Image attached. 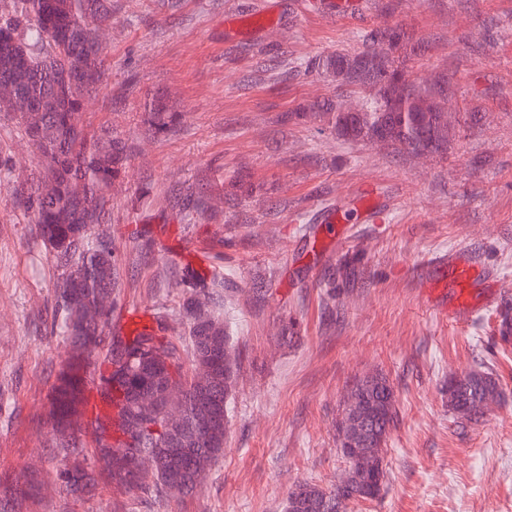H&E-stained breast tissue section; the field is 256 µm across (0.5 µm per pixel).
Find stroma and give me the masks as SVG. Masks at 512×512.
Wrapping results in <instances>:
<instances>
[{
	"label": "stroma",
	"instance_id": "obj_1",
	"mask_svg": "<svg viewBox=\"0 0 512 512\" xmlns=\"http://www.w3.org/2000/svg\"><path fill=\"white\" fill-rule=\"evenodd\" d=\"M237 14V34L224 18ZM400 33L410 82L442 91L455 133L417 155L353 142L320 113L359 86L318 60L356 54L382 28ZM107 86L82 114L129 147L100 233L117 259L118 308L163 318L179 336L192 253L224 281L217 312L240 353L224 454L197 492L156 498L102 485L77 500L45 490L20 512H283L308 481L330 488L347 463L336 421L348 389L383 373L397 421L386 484L347 512H512V341L490 320L441 322L420 262L448 249L498 280L512 317V0H112L103 32ZM176 112L164 134L152 100ZM38 157L0 112V480L55 466L44 446L57 273L13 203ZM377 192L378 221L340 237L320 214ZM489 370L502 395L475 423L455 422L448 379Z\"/></svg>",
	"mask_w": 512,
	"mask_h": 512
}]
</instances>
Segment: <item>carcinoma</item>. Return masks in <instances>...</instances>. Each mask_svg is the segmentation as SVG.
Segmentation results:
<instances>
[{
  "label": "carcinoma",
  "mask_w": 512,
  "mask_h": 512,
  "mask_svg": "<svg viewBox=\"0 0 512 512\" xmlns=\"http://www.w3.org/2000/svg\"><path fill=\"white\" fill-rule=\"evenodd\" d=\"M112 19L111 0H14L0 13V77L14 75L20 86L17 124L39 155L31 188L17 186L13 202L32 216L38 235L60 271L55 307L68 344L79 353L62 361L51 385L46 447L59 458L52 484L61 493L82 499L105 479L127 491L184 497L198 488V478L224 454L228 425L226 406L234 389L237 355L224 321L215 315L214 292L194 289L182 303L187 329L173 342L154 330H134L127 341L107 340L114 304L116 258L107 239L92 235V225L109 216V192L128 161L125 143L108 129L90 131L82 122L85 99L108 81L104 48L95 31ZM321 67L347 84L369 85L367 111L336 109L325 116L336 132L352 141L371 140L380 130L387 141L414 153L439 152L451 132L448 112L436 95L409 83L389 81L402 73L396 59L368 50L349 58L330 56ZM149 121L156 133L166 132L173 113L158 100L150 104ZM52 184L49 196L33 187ZM151 344L173 358L170 365L146 357ZM102 357L95 381L104 411L90 422L92 446L82 439L80 418L85 407L84 384L92 359ZM180 389L183 399L166 405L167 387ZM157 396L153 413L138 406L141 393ZM350 394L376 407L371 438L386 439L395 425V395L388 379L357 380ZM501 396L493 373L470 371L448 380V408L456 420L473 422L475 402ZM181 413L166 430L165 409ZM151 448H186L195 467L162 452L141 482H132L123 452ZM386 483L384 448L378 447L368 469L350 466L336 488L327 491L304 482V496L291 491L285 512H345L348 502L378 497Z\"/></svg>",
  "instance_id": "1"
}]
</instances>
